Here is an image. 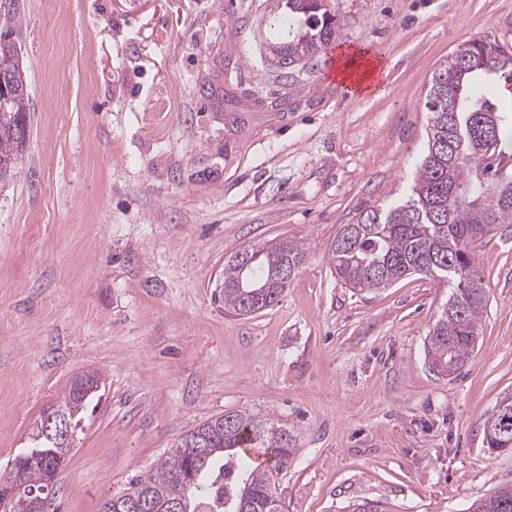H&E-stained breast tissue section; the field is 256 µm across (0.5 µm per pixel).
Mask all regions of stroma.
<instances>
[{"mask_svg": "<svg viewBox=\"0 0 512 512\" xmlns=\"http://www.w3.org/2000/svg\"><path fill=\"white\" fill-rule=\"evenodd\" d=\"M285 2L0 0L32 103L0 183V466L77 377L102 376L59 512H99L232 410L296 431L284 512H467L512 484V452L484 439L512 393V224L476 249L488 308L456 377L424 355L446 287L414 275L359 293L329 263L339 225L410 183L440 63L473 39L512 50V0H328L340 44L386 66L367 96L325 78L329 49L279 77L288 36L269 22ZM286 238L306 261L277 304H213L226 257Z\"/></svg>", "mask_w": 512, "mask_h": 512, "instance_id": "obj_1", "label": "stroma"}]
</instances>
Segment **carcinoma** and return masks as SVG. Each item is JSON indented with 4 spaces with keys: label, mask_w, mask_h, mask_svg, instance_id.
<instances>
[{
    "label": "carcinoma",
    "mask_w": 512,
    "mask_h": 512,
    "mask_svg": "<svg viewBox=\"0 0 512 512\" xmlns=\"http://www.w3.org/2000/svg\"><path fill=\"white\" fill-rule=\"evenodd\" d=\"M288 14L276 23L291 40L275 49L278 65L291 68L308 62L340 36L342 25L326 9V0H287ZM512 76V52L495 43L471 40L459 45L434 72L424 108L429 112L426 148L412 183L398 200L362 210L355 222L341 224L329 247L337 277L348 287L380 291L412 275L448 284V300L426 337V360L440 376H458L469 364L478 330L487 311V289L469 246L502 224H512V175L505 172L512 156L499 149L500 134L512 126L486 95L491 80ZM9 98L0 103V173L13 178L27 143L29 94L19 63L4 72ZM250 256L245 272L239 254ZM306 251L298 241L245 246L224 260V288L213 291L214 302L233 317H244L246 299L263 311L279 302L288 284L279 282L283 261L295 273ZM65 396L58 410L74 424L81 422L86 403L100 387ZM487 447L512 451V395L503 397L484 424ZM31 448L20 453L50 458L61 469L72 442L50 441L36 424ZM262 448L270 467H250L248 449ZM297 449L290 428L255 413L229 411L188 432L148 472L134 477L127 490L105 497L100 512H130L124 504L146 495L144 512H167L174 477L189 474L185 512H281L276 493L278 476L288 469ZM30 491L47 503L56 491L45 490V472L26 468ZM470 512H512V484L495 488L474 501Z\"/></svg>",
    "instance_id": "obj_1"
}]
</instances>
